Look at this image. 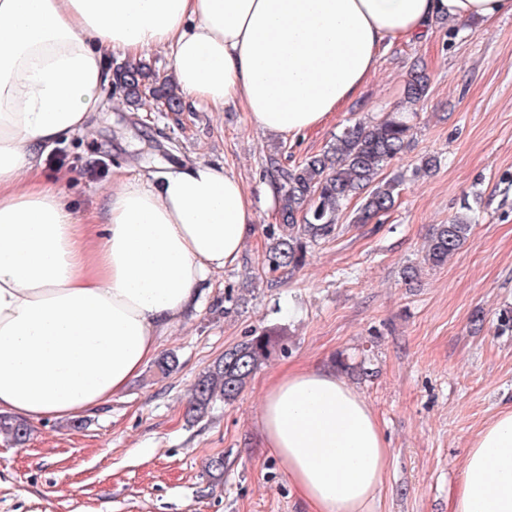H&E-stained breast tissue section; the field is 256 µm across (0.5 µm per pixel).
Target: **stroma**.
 I'll return each mask as SVG.
<instances>
[{
	"instance_id": "1",
	"label": "stroma",
	"mask_w": 512,
	"mask_h": 512,
	"mask_svg": "<svg viewBox=\"0 0 512 512\" xmlns=\"http://www.w3.org/2000/svg\"><path fill=\"white\" fill-rule=\"evenodd\" d=\"M416 61L428 95L410 118V148L381 172L401 180L394 208L355 224L360 202L350 201L335 239L311 247L298 270L270 271L266 232L279 214L268 203L278 186L269 156L290 166L324 153L345 126L396 111ZM428 156L436 167L417 173ZM198 161L242 181L254 232L160 340L178 369L164 377L147 364L104 405L32 422L24 444L0 435V512H308L260 432L269 381L297 366L335 370L376 415L390 459L370 512H449L473 437L512 409V326L501 324L512 316V16L439 20L426 39L388 46L359 95L295 137L258 129L238 105L167 112L116 94L43 164L82 214L116 174L159 176ZM466 202L478 222L464 247L407 279L432 232ZM262 330L280 336V351L234 403L188 422L198 377ZM215 456L219 481L205 471Z\"/></svg>"
}]
</instances>
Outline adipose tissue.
<instances>
[{"label":"adipose tissue","mask_w":512,"mask_h":512,"mask_svg":"<svg viewBox=\"0 0 512 512\" xmlns=\"http://www.w3.org/2000/svg\"><path fill=\"white\" fill-rule=\"evenodd\" d=\"M510 14L512 0H0V413L67 418L122 392L252 227L241 180L204 161L115 179L81 216L44 176L46 151L98 111L113 52L167 51L183 97L289 137L351 100L385 45ZM260 420L309 512H368L390 450L335 371L282 372ZM450 512H512V410L477 433Z\"/></svg>","instance_id":"adipose-tissue-1"}]
</instances>
